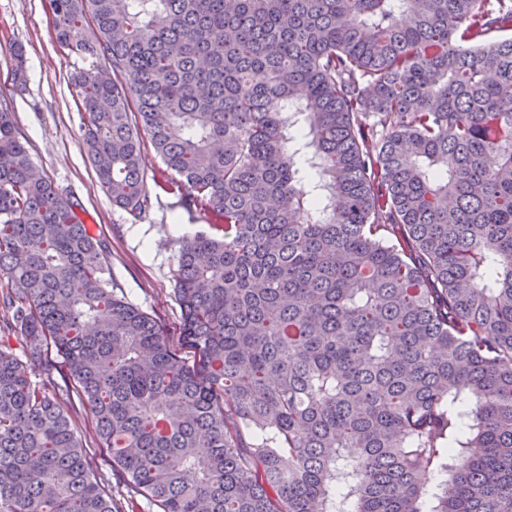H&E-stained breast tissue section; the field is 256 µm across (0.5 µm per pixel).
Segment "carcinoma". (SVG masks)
I'll use <instances>...</instances> for the list:
<instances>
[{
	"instance_id": "carcinoma-1",
	"label": "carcinoma",
	"mask_w": 512,
	"mask_h": 512,
	"mask_svg": "<svg viewBox=\"0 0 512 512\" xmlns=\"http://www.w3.org/2000/svg\"><path fill=\"white\" fill-rule=\"evenodd\" d=\"M46 7L112 204L147 137L208 229L184 355L0 98V512H512V0ZM81 435H82V439L86 442V444L89 447V448H87V450H88V455H89L88 459H89L91 467L94 470L108 472L110 475V471L108 469L109 466H108V463L106 462L108 453H107L106 449L99 448L98 445L96 444L97 440H96V436H95V430L90 422L87 423V421H86V423H83V421H82ZM111 481H112L113 497L116 499H120L121 501H123V498L126 499L127 490L124 487V485L119 484L118 480L115 477L112 478V476H111Z\"/></svg>"
}]
</instances>
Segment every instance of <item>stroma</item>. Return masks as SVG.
Wrapping results in <instances>:
<instances>
[{
	"label": "stroma",
	"instance_id": "1",
	"mask_svg": "<svg viewBox=\"0 0 512 512\" xmlns=\"http://www.w3.org/2000/svg\"><path fill=\"white\" fill-rule=\"evenodd\" d=\"M16 46L24 51L26 72L19 85L13 81ZM91 65L57 42L44 0H0V96L10 103L34 166L81 202L80 219L108 246L117 292L172 327L180 320L173 295L178 243L205 223L160 189L173 173L148 143L142 148L145 170L157 180L149 189L148 218L131 223L126 211L112 205L82 148L81 105L70 85L74 70Z\"/></svg>",
	"mask_w": 512,
	"mask_h": 512
}]
</instances>
